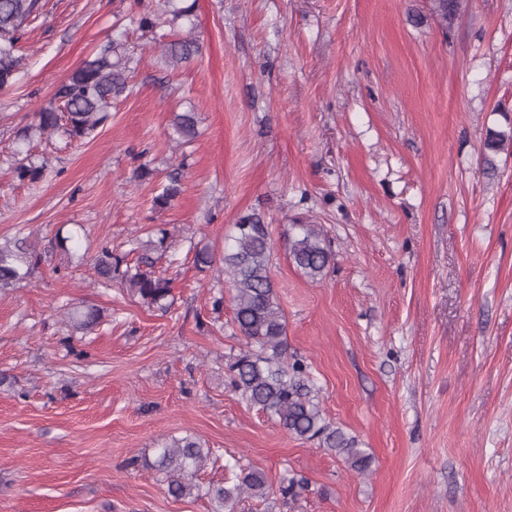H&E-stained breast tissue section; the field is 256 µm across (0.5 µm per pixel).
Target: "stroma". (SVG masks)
Returning <instances> with one entry per match:
<instances>
[{
  "label": "stroma",
  "instance_id": "stroma-1",
  "mask_svg": "<svg viewBox=\"0 0 512 512\" xmlns=\"http://www.w3.org/2000/svg\"><path fill=\"white\" fill-rule=\"evenodd\" d=\"M43 3L0 91V240L46 252L0 297V512H212L169 496L149 465L186 436L212 450L202 484L235 465L265 473L272 493L235 512H512V150L497 177L481 166L487 131L512 114V0H467L446 34L427 0H197L200 54L175 71L162 29L139 27L163 0ZM119 30L142 57L130 95L91 138L38 143L43 179L16 181V129ZM189 110L198 135L180 147L171 119ZM175 169L183 193L156 208ZM251 210L269 226L288 351L327 422L369 455L364 472L225 382L244 346L232 288L191 248L222 252ZM300 214L335 253L319 282L288 255ZM161 225L175 231L156 265L173 280L165 311L92 268L101 247L126 254ZM81 305L103 315L87 335L65 317ZM294 474L308 487L288 508L275 488Z\"/></svg>",
  "mask_w": 512,
  "mask_h": 512
}]
</instances>
